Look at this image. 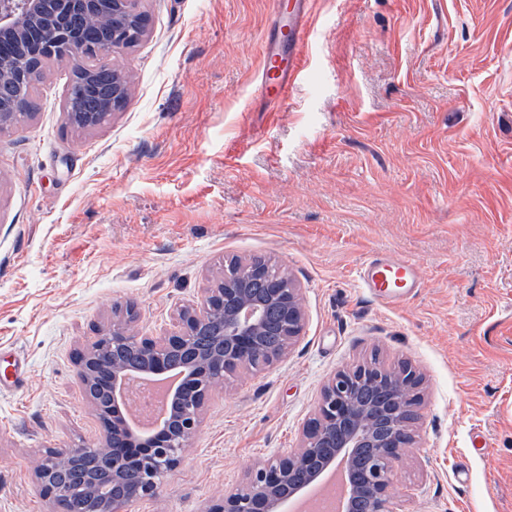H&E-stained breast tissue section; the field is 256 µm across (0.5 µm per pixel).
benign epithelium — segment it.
Returning <instances> with one entry per match:
<instances>
[{"instance_id": "7a95c632", "label": "benign epithelium", "mask_w": 512, "mask_h": 512, "mask_svg": "<svg viewBox=\"0 0 512 512\" xmlns=\"http://www.w3.org/2000/svg\"><path fill=\"white\" fill-rule=\"evenodd\" d=\"M114 2L125 21L114 24L112 42L99 47L101 53L123 48L131 36L141 37L146 31L137 0ZM47 4L48 0H28L27 10L19 15L0 9V39L14 40L24 53L35 28L50 55L58 51L66 56L84 55L83 33L66 44L59 42L58 19L45 9ZM126 96V78L118 72L113 80L112 111L123 106ZM268 272L266 263L255 259L239 271L227 267L221 278L224 287L206 288L197 299L177 308L172 331L138 336L130 326L116 324L100 331L76 358L78 377L102 430L91 451L112 457V480L132 475L141 485L139 497L156 496L163 474L181 462L190 446L210 392L223 383V364L252 365L272 314L284 346L280 352L265 351V365L282 360L298 342L305 313L297 281L281 270L284 285L266 288L260 298L251 295L249 283L266 278ZM165 351L179 358L186 384L182 391H174L170 418L152 434L140 437L120 420L128 375L135 370L166 374L171 364L163 356ZM422 384L421 374L410 362L403 371L391 374L366 361L337 370L322 387L313 414L302 426L300 448L258 463L244 487L224 493L221 503L207 512H275L289 496L318 478L338 455L348 461V512H390L394 465L417 447L413 424L420 417ZM319 448H331L333 453L320 456ZM77 454L76 448L56 446L41 453L50 464L37 467L35 484L53 501L56 512H70L65 488L99 482L100 472L93 466L77 467Z\"/></svg>"}]
</instances>
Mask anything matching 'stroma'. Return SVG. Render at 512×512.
<instances>
[{
    "label": "stroma",
    "mask_w": 512,
    "mask_h": 512,
    "mask_svg": "<svg viewBox=\"0 0 512 512\" xmlns=\"http://www.w3.org/2000/svg\"><path fill=\"white\" fill-rule=\"evenodd\" d=\"M138 8L147 35L105 58L128 78L120 111L67 123L65 58L0 131V512H53L41 450L99 436L74 364L99 330L129 304L139 335L171 330L225 262L260 255L299 281L303 336L212 392L129 512H207L298 448L329 375L374 352L423 377L392 512H512V0H310L282 102L256 91L272 0ZM377 253L417 265L405 304L360 287Z\"/></svg>",
    "instance_id": "obj_1"
}]
</instances>
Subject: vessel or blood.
<instances>
[{
    "instance_id": "1",
    "label": "vessel or blood",
    "mask_w": 512,
    "mask_h": 512,
    "mask_svg": "<svg viewBox=\"0 0 512 512\" xmlns=\"http://www.w3.org/2000/svg\"><path fill=\"white\" fill-rule=\"evenodd\" d=\"M309 0H293L287 19L275 22L273 31L262 45L264 66L259 77L258 92L268 98H287L299 72L302 48L309 37ZM362 288L384 305L407 302L419 287L421 276L410 261L391 256H375L358 271Z\"/></svg>"
}]
</instances>
